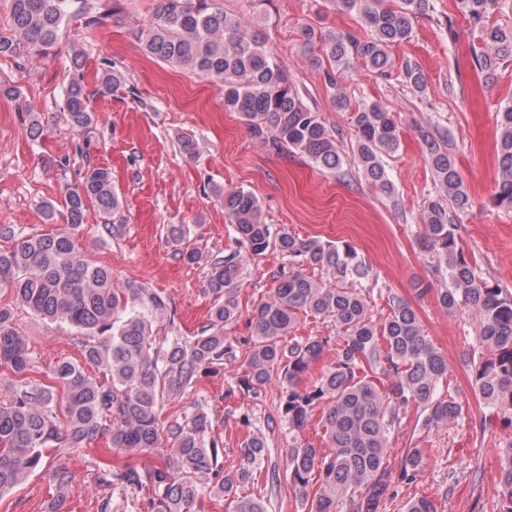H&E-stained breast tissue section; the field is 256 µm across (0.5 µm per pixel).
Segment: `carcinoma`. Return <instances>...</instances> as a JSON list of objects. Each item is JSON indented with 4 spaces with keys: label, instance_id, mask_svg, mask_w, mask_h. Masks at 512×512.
<instances>
[{
    "label": "carcinoma",
    "instance_id": "1",
    "mask_svg": "<svg viewBox=\"0 0 512 512\" xmlns=\"http://www.w3.org/2000/svg\"><path fill=\"white\" fill-rule=\"evenodd\" d=\"M337 9L357 14L370 31L361 39L351 31L301 29L303 47L319 48L316 63H328L327 83L337 88L336 71H347L361 60L377 71L391 65L389 50L412 37L415 19L427 13L430 0H333ZM498 0H456L455 7L480 27L482 49L475 65L488 84L501 65L512 61V33L488 25ZM89 15L88 0H11L10 34H0V56L32 57L55 53L69 22ZM144 49L165 63L218 82L224 109L236 112L250 137L274 151H291L329 172H342L343 152L298 89L268 50L257 31L220 6L219 0H154L151 26L137 33ZM83 55L72 50L71 79L63 111L78 130L91 126L93 116L78 70ZM405 83L415 93L426 90L418 64L402 65ZM496 142L497 176L494 207L512 211V101L500 106ZM354 161L366 181L386 198L396 188L382 157L400 149L398 113L380 101H367L353 113ZM425 162L436 190L423 205L424 248L447 284L436 289L439 305L448 312L466 311L481 351L472 356V387L483 404L512 426V290L485 277L471 254L459 243L458 219L472 209V200L447 141L421 132ZM237 240L253 256L272 248L288 257L276 286L249 314L252 333L243 383L257 397L276 375L281 380L280 409L290 430L300 433L320 412L327 448L293 438L288 470L303 498L313 496L310 512H382L395 498V487L417 481L425 467V451L408 448L397 467L388 459L389 439L401 427L409 404L421 408L422 425L431 429L462 415V405L449 392L448 362L423 329L414 307L398 295H387L390 312L376 321L368 305L378 286L356 248L318 237L301 239L287 229L273 234L262 217L257 197L244 190L219 193ZM97 204L110 233L120 225L119 197L112 174L88 169L83 181L66 189L63 209L68 231L18 237L11 224L0 225V288L10 289L18 305L52 322L64 323L81 335L83 364L68 360L54 365L52 378L64 393L29 378L34 368L28 344L15 328V312L0 305V365L14 376L8 395L0 399V494L18 486L41 463L55 443L78 448L94 435L112 432V447L123 453L97 473L101 487L125 492H152L153 512H191L206 496L235 498L234 512H267L260 498L236 497L242 484L266 455L263 438L251 436L241 448L243 463L223 473L219 443L206 440L210 426L197 410L189 422L163 425L158 416L165 397L183 394L200 374L233 357L224 326L240 317L236 284L241 254L233 252L208 264L207 285L216 303L209 324L198 334L156 336L153 327L171 320L169 301L131 283L117 284L112 269L87 262L76 232L88 202ZM326 271L313 279L307 268ZM333 322L336 337L295 336L302 316ZM335 359L317 376L311 368L331 340ZM94 367L102 380L90 376ZM166 449L161 464H145L138 454ZM497 485L501 506L512 512V440L497 449ZM314 488L308 493V488ZM405 512H440L438 502L414 496Z\"/></svg>",
    "mask_w": 512,
    "mask_h": 512
}]
</instances>
